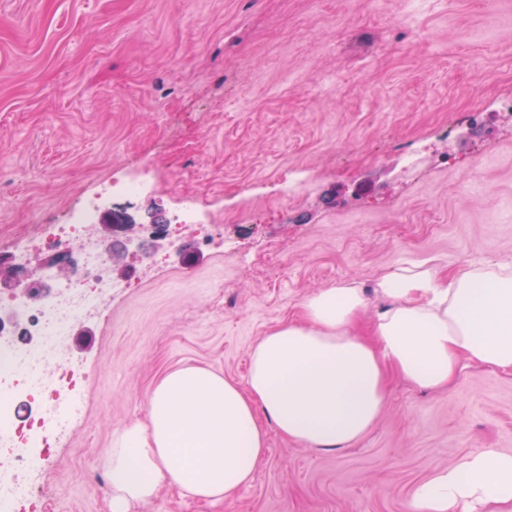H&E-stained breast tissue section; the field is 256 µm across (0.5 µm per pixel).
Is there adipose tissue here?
Here are the masks:
<instances>
[{"mask_svg": "<svg viewBox=\"0 0 512 512\" xmlns=\"http://www.w3.org/2000/svg\"><path fill=\"white\" fill-rule=\"evenodd\" d=\"M384 306L363 324V288L323 289L304 319L279 325L251 353L246 385L186 365L154 387L146 422L120 430L109 460L110 512L170 486L232 499L266 454L265 423L322 450H343L375 423L391 377L444 389L462 366L512 373V262L448 276L403 266L376 283ZM414 512H512V453L478 448L418 484Z\"/></svg>", "mask_w": 512, "mask_h": 512, "instance_id": "obj_1", "label": "adipose tissue"}]
</instances>
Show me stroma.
I'll return each instance as SVG.
<instances>
[{
    "instance_id": "35a3bbf8",
    "label": "stroma",
    "mask_w": 512,
    "mask_h": 512,
    "mask_svg": "<svg viewBox=\"0 0 512 512\" xmlns=\"http://www.w3.org/2000/svg\"><path fill=\"white\" fill-rule=\"evenodd\" d=\"M512 0H0V257L113 178L166 237L110 271L107 317L75 324L90 373L29 475L44 512H109L107 460L157 381L192 364L245 384L252 349L324 288L369 312L385 273L512 261ZM311 188L284 192L288 172ZM196 204L224 228L176 224ZM278 266H268L269 250ZM476 448L512 452V374L392 381L341 451L269 430L250 486L203 503L162 489L132 512H411L413 487Z\"/></svg>"
}]
</instances>
